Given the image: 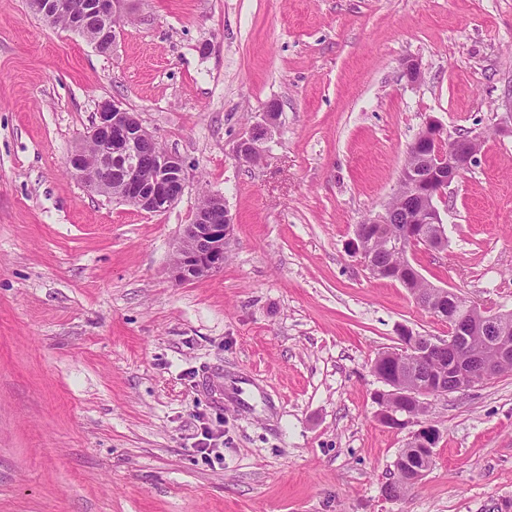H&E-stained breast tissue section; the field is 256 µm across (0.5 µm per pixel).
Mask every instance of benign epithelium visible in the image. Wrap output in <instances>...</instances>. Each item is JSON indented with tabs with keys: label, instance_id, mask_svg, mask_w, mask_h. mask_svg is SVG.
Here are the masks:
<instances>
[{
	"label": "benign epithelium",
	"instance_id": "7a95c632",
	"mask_svg": "<svg viewBox=\"0 0 512 512\" xmlns=\"http://www.w3.org/2000/svg\"><path fill=\"white\" fill-rule=\"evenodd\" d=\"M274 110H266L250 134L236 144V157L242 164H252L256 157L262 156L263 143L276 126ZM91 135L98 140L100 156L99 168H88L80 163L69 164L72 174L81 180L92 192H99L101 180L99 170L118 163L124 173L122 191L117 194L120 201L148 213H163L170 210L180 199L173 195L169 185L176 180L186 184V167L183 160L165 149L158 151L157 174L150 180L142 178L138 164L139 146L145 139L155 136L146 129L137 113L130 111L118 100H105L97 105L95 121ZM483 139V132L472 128L465 133L452 136L435 120L425 123L414 141L407 149V156L398 179L395 196H413V208L400 220L402 224L416 229L418 224H431L435 232L432 239L443 242L447 239L444 222L435 201L447 194L451 185L458 183L467 172L479 162L477 145ZM224 211V223L211 224L208 212ZM233 219L224 210V196L220 193L210 195L207 208L195 215L194 222L184 227L176 246V257L170 268L171 278L183 283L200 274L219 272L224 268L225 245L230 235ZM351 249L359 264L375 276L378 271L370 262L367 244L360 230H355ZM423 309L438 319H445L452 310L453 298L425 299L414 296ZM512 319L511 312L492 311L479 304L468 319L456 327V341L466 345L473 336L493 338L494 356L465 357L451 369L450 377L456 390H467L480 385V382L499 375L501 365L512 362V330L502 322ZM399 347L395 354L408 353L409 356L424 360L433 357L446 347V343L431 337L420 336L409 329H403L398 336ZM439 394L431 382L407 384L403 376L385 383V388L377 395L381 405L380 420L388 427L402 430L411 424L419 428L410 433L409 446L422 455L433 458L434 447L439 435L438 430L419 422L418 417L402 409L397 401L408 399L412 405L425 408L427 401Z\"/></svg>",
	"mask_w": 512,
	"mask_h": 512
}]
</instances>
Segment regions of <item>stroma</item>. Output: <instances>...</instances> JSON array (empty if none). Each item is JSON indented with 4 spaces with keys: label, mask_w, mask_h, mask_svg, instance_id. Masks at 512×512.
<instances>
[{
    "label": "stroma",
    "mask_w": 512,
    "mask_h": 512,
    "mask_svg": "<svg viewBox=\"0 0 512 512\" xmlns=\"http://www.w3.org/2000/svg\"><path fill=\"white\" fill-rule=\"evenodd\" d=\"M105 99L184 160L167 213L67 172ZM511 109L512 0H130L104 53L0 0V512H512V373L431 398L434 464L389 496L409 432L379 420L372 364L448 325L349 249L428 119L484 129L437 203L447 248L410 258L512 312ZM208 190L224 269L174 282ZM276 112L278 111L267 108L250 134L237 142L235 152L240 163L252 165L255 157L262 156V145L276 126Z\"/></svg>",
    "instance_id": "stroma-1"
}]
</instances>
